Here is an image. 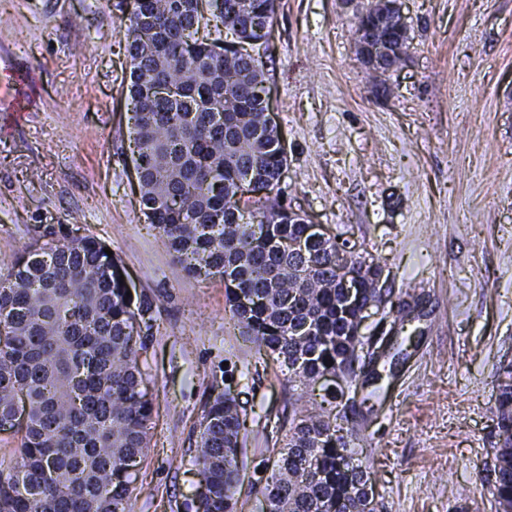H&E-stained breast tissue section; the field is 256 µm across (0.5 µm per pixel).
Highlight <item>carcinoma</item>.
Returning <instances> with one entry per match:
<instances>
[{
	"mask_svg": "<svg viewBox=\"0 0 512 512\" xmlns=\"http://www.w3.org/2000/svg\"><path fill=\"white\" fill-rule=\"evenodd\" d=\"M276 0H120L130 60V137L142 211L191 274L227 282L226 306L258 348L308 387L346 361L336 241L288 253L305 230L270 197L238 195L243 181L270 190L287 157L265 120L261 38ZM211 17H206V14ZM217 37L207 31L210 19ZM403 48L408 29L369 16ZM248 47L214 46L223 33ZM102 245L89 236L35 240L0 273V423L20 436L0 469V512H127L153 429L140 335ZM501 426L512 428V386ZM246 428L227 391L205 402L194 465L197 512H233ZM330 419L297 407L262 493L269 512H363L367 474ZM496 496L512 508V439L495 451Z\"/></svg>",
	"mask_w": 512,
	"mask_h": 512,
	"instance_id": "carcinoma-1",
	"label": "carcinoma"
}]
</instances>
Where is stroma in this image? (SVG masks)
Returning <instances> with one entry per match:
<instances>
[{
	"label": "stroma",
	"mask_w": 512,
	"mask_h": 512,
	"mask_svg": "<svg viewBox=\"0 0 512 512\" xmlns=\"http://www.w3.org/2000/svg\"><path fill=\"white\" fill-rule=\"evenodd\" d=\"M117 0H0V271L76 230L120 260L143 330L155 429L129 512H196L194 449L212 384L246 419L235 512H261L290 391L142 213ZM372 0H277L263 57L287 168L272 198L384 269L391 320L419 345L375 362L374 396L337 409L376 512H503L494 453L512 368V0H401L409 40L384 73L356 53ZM33 110L11 111L20 94ZM250 373L241 376L242 361Z\"/></svg>",
	"instance_id": "1"
}]
</instances>
